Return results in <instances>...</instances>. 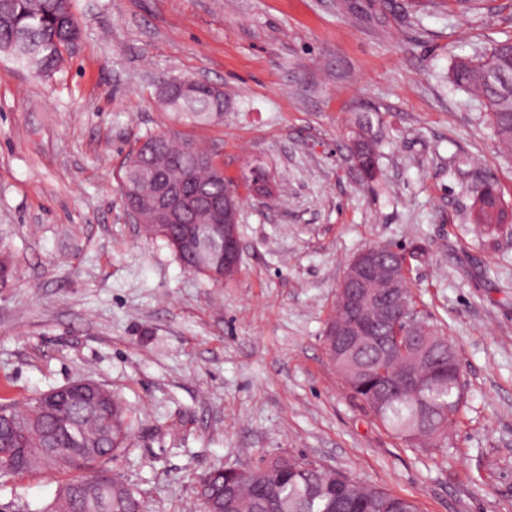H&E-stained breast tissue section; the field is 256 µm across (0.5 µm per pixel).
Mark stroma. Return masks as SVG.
Segmentation results:
<instances>
[{
  "instance_id": "obj_1",
  "label": "stroma",
  "mask_w": 512,
  "mask_h": 512,
  "mask_svg": "<svg viewBox=\"0 0 512 512\" xmlns=\"http://www.w3.org/2000/svg\"><path fill=\"white\" fill-rule=\"evenodd\" d=\"M462 19L446 0H73L82 39L36 78L0 54V399L89 378L135 413L111 475L143 512H199L203 475L290 452L412 499L512 512V237L489 247L471 185L512 212V153L454 62L512 38V0ZM222 87V122L175 124L161 83ZM208 149L243 199L241 264L212 285L131 223L117 173L145 135ZM378 144L377 178L352 155ZM255 166L274 184L250 194ZM423 246L413 301L454 348L464 408L445 447L405 444L329 361L324 329L364 246ZM68 479L0 478V512H38Z\"/></svg>"
}]
</instances>
